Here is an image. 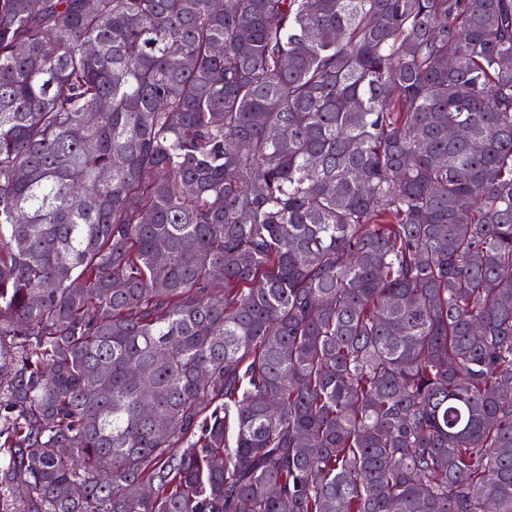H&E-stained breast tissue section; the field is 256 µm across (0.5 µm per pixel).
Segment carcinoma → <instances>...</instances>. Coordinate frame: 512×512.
Here are the masks:
<instances>
[{"mask_svg": "<svg viewBox=\"0 0 512 512\" xmlns=\"http://www.w3.org/2000/svg\"><path fill=\"white\" fill-rule=\"evenodd\" d=\"M0 512H512V0H0Z\"/></svg>", "mask_w": 512, "mask_h": 512, "instance_id": "obj_1", "label": "carcinoma"}]
</instances>
